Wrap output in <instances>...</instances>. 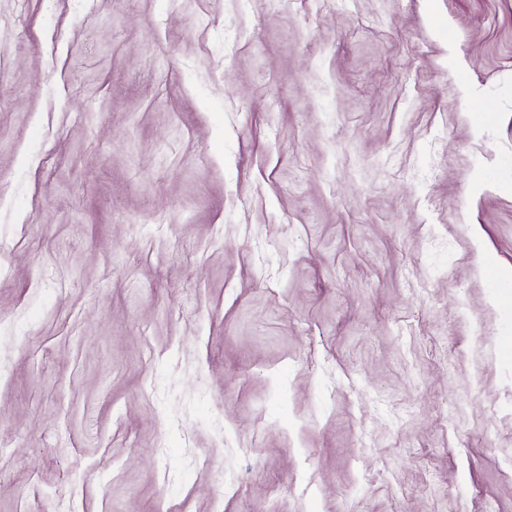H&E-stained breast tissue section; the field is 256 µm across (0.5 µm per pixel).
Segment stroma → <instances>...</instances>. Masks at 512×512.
<instances>
[{"label":"stroma","mask_w":512,"mask_h":512,"mask_svg":"<svg viewBox=\"0 0 512 512\" xmlns=\"http://www.w3.org/2000/svg\"><path fill=\"white\" fill-rule=\"evenodd\" d=\"M512 0H0V512H512Z\"/></svg>","instance_id":"stroma-1"}]
</instances>
